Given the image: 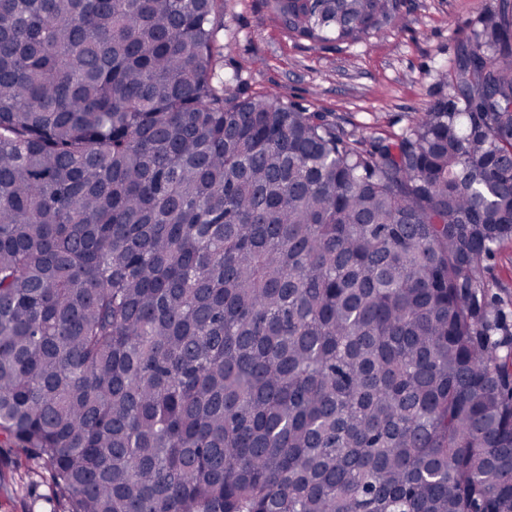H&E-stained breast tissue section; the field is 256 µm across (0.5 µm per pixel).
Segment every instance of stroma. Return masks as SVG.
I'll list each match as a JSON object with an SVG mask.
<instances>
[{
	"label": "stroma",
	"mask_w": 512,
	"mask_h": 512,
	"mask_svg": "<svg viewBox=\"0 0 512 512\" xmlns=\"http://www.w3.org/2000/svg\"><path fill=\"white\" fill-rule=\"evenodd\" d=\"M493 0H399L383 32L347 45L292 38L266 0H224L225 74L243 95H277L365 139L393 137L419 114L452 99L450 74ZM489 294L512 324V241L485 262ZM47 472L0 433V512H62Z\"/></svg>",
	"instance_id": "1"
}]
</instances>
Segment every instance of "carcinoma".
I'll list each match as a JSON object with an SVG mask.
<instances>
[{"instance_id": "cac0c4a2", "label": "carcinoma", "mask_w": 512, "mask_h": 512, "mask_svg": "<svg viewBox=\"0 0 512 512\" xmlns=\"http://www.w3.org/2000/svg\"><path fill=\"white\" fill-rule=\"evenodd\" d=\"M353 43L398 0H267ZM224 0H0V433L65 512H512V0L371 141L220 74ZM483 277L512 329V241L503 243L495 257L485 262Z\"/></svg>"}]
</instances>
